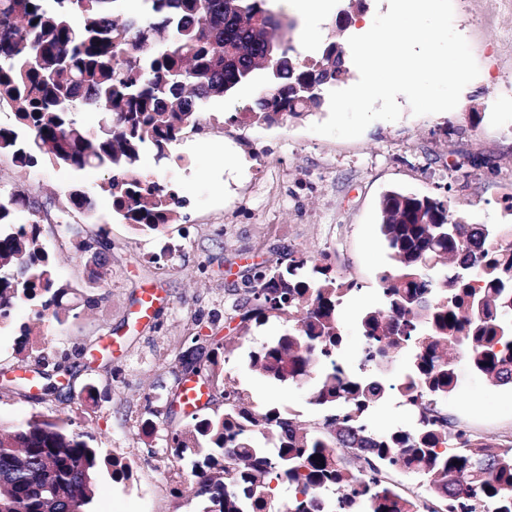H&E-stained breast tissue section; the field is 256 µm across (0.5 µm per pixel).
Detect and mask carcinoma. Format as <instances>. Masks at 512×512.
Instances as JSON below:
<instances>
[{"label":"carcinoma","instance_id":"cac0c4a2","mask_svg":"<svg viewBox=\"0 0 512 512\" xmlns=\"http://www.w3.org/2000/svg\"><path fill=\"white\" fill-rule=\"evenodd\" d=\"M124 0H0V102L12 119L0 123V153L21 168L43 162L75 172L109 174L103 190L112 216L144 232L178 221L175 190L146 182L141 154L171 158L170 148L214 98L251 82L266 51L283 60L265 69L267 87L233 122L275 124L320 110L324 94L345 82V48L327 43L300 61L286 35L295 21L273 0H141L124 15ZM100 114L86 126L81 114ZM69 211L94 218L85 192L69 193ZM380 231L395 271L381 276L382 307L361 312V368L342 365L346 326L338 313L354 283L330 266L293 257L285 269L258 274L247 289L242 321L262 325L288 315V330L248 351V369L273 384L316 372L312 403L328 411L304 427L277 407L257 410L224 377L216 344L201 363L182 364L209 379L224 398L222 412L191 413L169 437L172 457L205 453L193 465L205 512H316V492L330 491L329 512H425L453 504L458 512H512V441L457 431L439 404L458 386L455 360L501 385L512 384V225L470 224L453 217L448 201L389 190L379 202ZM42 210L20 190L0 188V326L9 308L34 307L35 319L62 323L69 293L41 239ZM482 309H476L477 301ZM19 327L16 354L27 364L38 351ZM411 355L405 402L419 410L417 426L379 432L370 419L383 385L364 372L380 359ZM72 428L68 417H31L0 425V512H68L91 504L97 480L127 482L129 464ZM390 470L426 483V495L399 494ZM288 483V510L276 507L271 481Z\"/></svg>","mask_w":512,"mask_h":512}]
</instances>
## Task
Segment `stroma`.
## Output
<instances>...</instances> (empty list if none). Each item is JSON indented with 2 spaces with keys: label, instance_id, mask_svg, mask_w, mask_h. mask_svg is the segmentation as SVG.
Instances as JSON below:
<instances>
[{
  "label": "stroma",
  "instance_id": "35a3bbf8",
  "mask_svg": "<svg viewBox=\"0 0 512 512\" xmlns=\"http://www.w3.org/2000/svg\"><path fill=\"white\" fill-rule=\"evenodd\" d=\"M454 27L468 41L480 73L476 91L462 92L449 112L413 115L398 96L397 121L371 123L356 139L312 133L328 109L278 124H228L266 88L263 76L235 93L209 102L208 113L222 119L214 129L186 133L172 148L181 164L158 162L144 153L138 168L176 186L179 219L161 235L136 232L109 220L111 205L101 186L102 171L79 173L43 165L18 168L0 154V187L16 188L45 203L49 219L40 225L51 242L58 277L73 288L77 315L62 324L32 321L27 305L16 319L30 322L40 341L39 369L51 381L75 374L70 389L44 392L36 386L20 395L0 386V423L10 426L38 415L70 416L92 431L96 444L133 468L134 478L117 483L103 477L92 512H203L195 494L194 456L173 460L172 430L188 422L170 409L184 376L179 357L214 341L238 340L228 353L225 373L251 404H269L303 425L320 420L310 402L317 377L274 386L250 371L243 357L288 327L287 318L261 326L241 319L247 281L259 267L288 261L289 254L327 260L354 279L341 308L344 319L379 306L380 277L390 267L380 233L379 201L391 189L449 200L453 214L473 224H512V0H453ZM95 202L97 222L80 236L61 231L53 219L68 207L72 187ZM102 239L106 285L86 287L78 239ZM156 301L141 318L147 293ZM459 386L444 401L449 416L484 437L512 441V386L497 385L458 360ZM93 384L97 402H83Z\"/></svg>",
  "mask_w": 512,
  "mask_h": 512
}]
</instances>
